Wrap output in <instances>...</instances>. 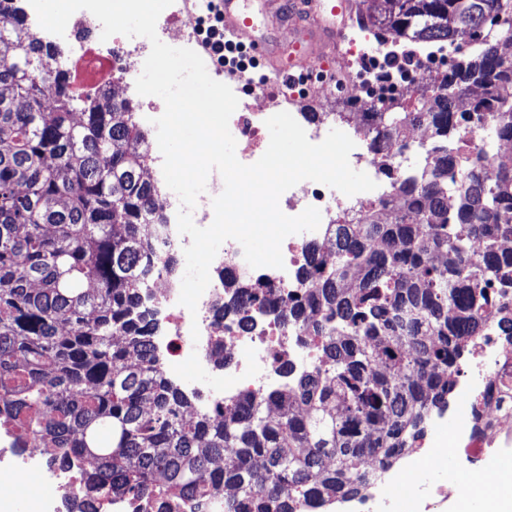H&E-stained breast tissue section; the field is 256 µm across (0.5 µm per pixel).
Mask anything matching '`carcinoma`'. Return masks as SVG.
Instances as JSON below:
<instances>
[{
  "label": "carcinoma",
  "instance_id": "cac0c4a2",
  "mask_svg": "<svg viewBox=\"0 0 512 512\" xmlns=\"http://www.w3.org/2000/svg\"><path fill=\"white\" fill-rule=\"evenodd\" d=\"M0 50V421L71 458L90 499L158 493L205 498L230 487L224 512H305L366 487L448 406V369L497 318L512 341V311L495 288L512 283V168L488 175L463 160L448 211V123L479 84L473 111L493 112L512 141V60L496 29L512 0H386L363 17L424 43L467 37L479 49L454 63L444 95L410 112H376L373 144L425 126L445 146L420 177L389 171L400 193L385 220L364 210L336 227L329 257L307 247L319 281L281 311L320 342L322 364L264 402L224 404V423L188 418L189 396L162 372L144 281L172 275L177 255L156 230L166 215L144 179L148 134L130 102L108 91L78 100L57 49L2 5ZM53 105H47L46 92Z\"/></svg>",
  "mask_w": 512,
  "mask_h": 512
}]
</instances>
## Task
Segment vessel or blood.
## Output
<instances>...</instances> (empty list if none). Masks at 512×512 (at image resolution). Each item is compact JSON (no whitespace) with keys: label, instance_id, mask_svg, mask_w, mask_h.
I'll return each mask as SVG.
<instances>
[{"label":"vessel or blood","instance_id":"1","mask_svg":"<svg viewBox=\"0 0 512 512\" xmlns=\"http://www.w3.org/2000/svg\"><path fill=\"white\" fill-rule=\"evenodd\" d=\"M210 6L224 18L225 38L248 40L267 60L274 77L291 85L309 75L317 64L338 54L346 36L347 20L353 12L351 0H297L293 8L287 7L285 0H264L265 22L284 26L294 18L306 29L304 44L294 45L288 53L281 43L256 37V23L245 0H211Z\"/></svg>","mask_w":512,"mask_h":512}]
</instances>
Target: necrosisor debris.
Listing matches in <instances>:
<instances>
[{"label": "necrosis or debris", "instance_id": "1", "mask_svg": "<svg viewBox=\"0 0 512 512\" xmlns=\"http://www.w3.org/2000/svg\"><path fill=\"white\" fill-rule=\"evenodd\" d=\"M69 23L84 45L77 57L82 92H96L105 83L117 86L135 81L137 69L131 63L133 46L121 43L115 36L102 39V28L92 22L88 11L75 12ZM339 71V97L354 98L356 105L368 113L403 111L407 98L414 96L425 82L419 75L395 91L383 92L375 87L364 88L358 72L347 64H340ZM233 91L239 97L257 98L264 106L260 112L248 106L236 109L229 121L230 129L238 137L239 160L250 165L267 149L265 122L269 112L295 111L300 100L269 81L237 85ZM491 126L489 113L475 112L468 121L454 122L448 140L466 158H481L483 166L492 174L511 167L512 159L505 156L503 142L488 141ZM346 130L355 143L349 156L351 167L367 173L376 182L382 181L391 167L409 176L419 175L421 156L436 153L439 147L438 142L411 135L377 150L364 128L350 124ZM392 196L389 190L348 196L337 191L326 192L315 181L298 183L282 194L280 209L286 215L296 216L307 207H316L321 212L319 228L285 238L281 246L284 266L280 269L250 267L241 245L234 240L225 241L215 257L219 284L205 290L196 312H189L179 304L180 282L155 277L150 291L160 305L162 326L153 343L157 352L165 356L164 375L177 379L187 370L223 371L226 385L205 388L197 405L198 411L218 419L229 397L249 393L260 399L284 388L288 380L283 363H290L298 374L316 367L321 359L319 348L310 338L299 335L291 324L276 319L274 311L283 307L287 298L313 288L315 279L304 270L307 245L330 241V225L343 223L347 216L357 213L360 205L382 212L384 202ZM246 281L259 283L265 309L245 327L240 323L242 300L236 296L235 288ZM462 377L471 393L466 405L469 421L450 445L470 471L465 486L470 492L488 481L489 475L481 468L480 461L499 440L505 425L512 422V408L501 403L496 395L491 398L486 395L487 390L496 392L502 384L512 385V343L499 335L495 322H488L484 335L473 344ZM54 454V449L19 439L15 428L0 426V469L13 472L21 482L33 475L39 478L42 492L34 502L37 512H88L91 502L82 493L80 475L89 470V462L81 457L73 458L72 473L67 476L53 464ZM106 512H224V497L209 496L198 508L193 502L166 495L150 499L119 495L110 498Z\"/></svg>", "mask_w": 512, "mask_h": 512}]
</instances>
